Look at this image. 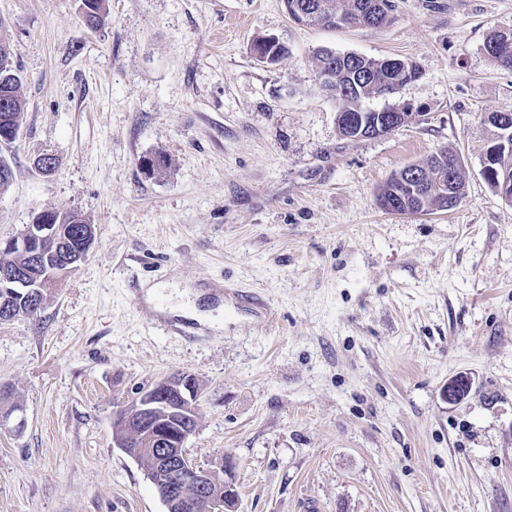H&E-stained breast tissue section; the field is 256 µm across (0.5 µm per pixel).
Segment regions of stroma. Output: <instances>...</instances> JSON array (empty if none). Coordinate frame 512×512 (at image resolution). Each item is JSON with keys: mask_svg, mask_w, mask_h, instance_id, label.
<instances>
[{"mask_svg": "<svg viewBox=\"0 0 512 512\" xmlns=\"http://www.w3.org/2000/svg\"><path fill=\"white\" fill-rule=\"evenodd\" d=\"M391 2L390 24L332 29L282 0H104L92 30L80 0H0L25 102L0 238L45 210L96 235L40 317L0 324L26 418L0 427V512H166L113 421L185 372L186 451L232 461L238 512H512V202L481 175L488 115L512 114V69L485 51L512 0ZM321 49L416 63L369 103L412 118L343 137ZM444 148L466 172L454 208H379L393 172ZM266 37H260L254 41L252 45V52L260 62L267 65H274L279 62L286 50L278 43H268L269 38Z\"/></svg>", "mask_w": 512, "mask_h": 512, "instance_id": "35a3bbf8", "label": "stroma"}]
</instances>
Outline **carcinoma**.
<instances>
[{
  "instance_id": "obj_1",
  "label": "carcinoma",
  "mask_w": 512,
  "mask_h": 512,
  "mask_svg": "<svg viewBox=\"0 0 512 512\" xmlns=\"http://www.w3.org/2000/svg\"><path fill=\"white\" fill-rule=\"evenodd\" d=\"M103 0H83L82 10L86 11L84 24L90 29L98 28L103 21ZM288 16L297 24L310 27H380L391 21L390 0H343V7H336V0H283ZM491 47L488 56L500 66L512 68V34L495 33L487 40ZM256 59L267 65L279 62L285 48L260 37L252 45ZM312 67L320 86L331 93L342 112L372 113L366 102L376 99L385 88L401 87L416 80L419 69L412 62L399 67L392 58L376 59L357 57L355 53H340L320 50L312 58ZM21 79L17 73L7 28L0 22V130L17 129L21 126L25 103L20 95ZM494 128L492 141L506 144L495 159L494 178L487 183L502 198L512 201V121L497 124V117L488 118ZM453 177L454 189L464 193L466 172L459 157L444 149L430 157L408 165L402 177L392 174L380 188L379 196L395 194L409 198L415 205V212L428 214L440 209L439 192L448 191V177ZM65 230L66 246L79 249L84 233L93 228L78 212H58ZM39 277L46 278L47 286L43 296L29 300L17 298L18 315L32 319L40 315L47 296L53 290L57 279L64 276L63 267L58 265L53 249L44 251L41 258Z\"/></svg>"
}]
</instances>
